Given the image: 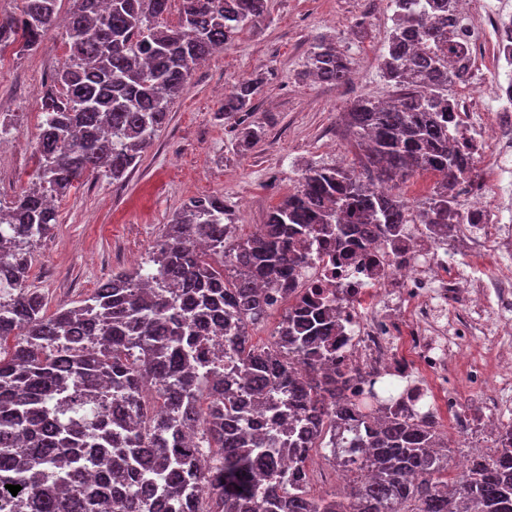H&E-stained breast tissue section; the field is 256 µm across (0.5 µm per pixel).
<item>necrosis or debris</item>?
I'll return each instance as SVG.
<instances>
[{"mask_svg":"<svg viewBox=\"0 0 512 512\" xmlns=\"http://www.w3.org/2000/svg\"><path fill=\"white\" fill-rule=\"evenodd\" d=\"M462 25L457 39L477 50L488 42L495 57L512 50L501 7L487 0H459ZM493 119L482 138L465 126L449 123L450 134L466 142L474 166H505L512 159V59L495 84ZM505 178L468 177L457 187L467 221L451 231L431 232L423 224L401 225L397 235L359 241V257L341 263L335 239L310 238L306 263L287 286L270 290L275 308L287 305L289 292L320 291L341 314L336 363L350 378L354 405L366 409L376 381L396 377L406 386L396 401L402 414L427 416L442 425L455 420L463 434L474 427L492 428L496 400L488 394L469 404L448 391V365L468 353L477 313L495 310L500 324L512 323V267L501 256L512 253V226L504 224ZM461 438L455 446H463ZM354 440L346 426L327 435L322 446L327 467L307 459V477L336 481L343 474L332 458H347Z\"/></svg>","mask_w":512,"mask_h":512,"instance_id":"necrosis-or-debris-1","label":"necrosis or debris"}]
</instances>
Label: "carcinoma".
I'll return each mask as SVG.
<instances>
[{"label": "carcinoma", "instance_id": "1", "mask_svg": "<svg viewBox=\"0 0 512 512\" xmlns=\"http://www.w3.org/2000/svg\"><path fill=\"white\" fill-rule=\"evenodd\" d=\"M21 2L0 19V51L35 50L54 24L58 0ZM72 2L68 51L42 96L34 181L0 202V512H114V502L120 512H512L511 424L499 449L450 486L443 432L386 406L391 393L377 415L350 426L364 453L345 460L344 472L366 469L369 478L344 497L311 496L300 475L307 453L321 444L325 420H348L349 380L327 368V310L294 296L271 345L254 347L248 333L272 307L259 285L280 284L305 261L298 242L340 241L352 224L371 237L416 216L431 230L461 218L449 190L473 169L450 145L458 103L448 85L471 73L448 30L453 0H392L381 73L395 97L387 105L360 99L346 112L362 150L357 166H309L245 239L235 237L224 198H192L142 267L49 313L29 277L33 248L58 223L52 200L95 172L123 178L194 67L268 10V0H181L170 27L159 23L169 0ZM307 72L343 83L350 61L322 37ZM258 85L241 81L224 111H252ZM420 172L435 175L438 190L414 215L393 189ZM216 328L242 382L226 388L216 369L205 394L196 367L219 361L209 341ZM250 397L288 425V441L245 430ZM190 427L194 443L182 440ZM21 443L30 450L18 451ZM283 458L292 471L280 467ZM7 484L21 490L14 496Z\"/></svg>", "mask_w": 512, "mask_h": 512}]
</instances>
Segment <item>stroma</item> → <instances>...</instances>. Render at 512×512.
<instances>
[{
    "mask_svg": "<svg viewBox=\"0 0 512 512\" xmlns=\"http://www.w3.org/2000/svg\"><path fill=\"white\" fill-rule=\"evenodd\" d=\"M394 18L391 0H270L260 25L194 67L166 125L125 179L88 175L57 201L58 222L30 270L48 310L85 298L114 273L135 271L188 199L223 197L236 236L245 238L294 191L307 165L352 166L358 148L341 131L344 114L359 99L393 97L380 66ZM319 37L349 55L348 81L323 83L307 75ZM65 53L59 27L36 50L0 53V113L17 124L0 137L1 200H11L33 178L41 95ZM481 65L469 83L450 86L448 94L469 111L488 113L496 69L489 55ZM247 78L261 81L253 112L225 115V95ZM254 124L261 138L244 145L241 128Z\"/></svg>",
    "mask_w": 512,
    "mask_h": 512,
    "instance_id": "stroma-1",
    "label": "stroma"
}]
</instances>
